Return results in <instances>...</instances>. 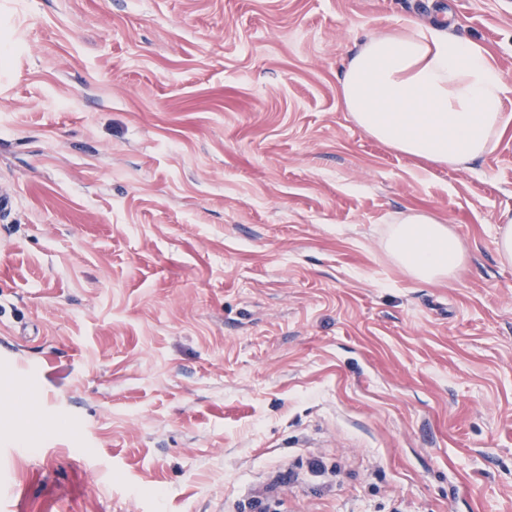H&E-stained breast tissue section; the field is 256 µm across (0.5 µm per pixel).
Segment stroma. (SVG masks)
Masks as SVG:
<instances>
[{"mask_svg":"<svg viewBox=\"0 0 512 512\" xmlns=\"http://www.w3.org/2000/svg\"><path fill=\"white\" fill-rule=\"evenodd\" d=\"M450 20L512 82V0H0V512H512V126L439 166L340 93ZM384 248L396 264L421 283L451 280L466 257L461 240L449 225L411 212L389 225ZM500 221L496 252L500 262L512 264V215L504 213Z\"/></svg>","mask_w":512,"mask_h":512,"instance_id":"35a3bbf8","label":"stroma"}]
</instances>
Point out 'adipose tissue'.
<instances>
[{"label": "adipose tissue", "instance_id": "ef3b65f1", "mask_svg": "<svg viewBox=\"0 0 512 512\" xmlns=\"http://www.w3.org/2000/svg\"><path fill=\"white\" fill-rule=\"evenodd\" d=\"M340 92L365 132L409 156L458 167L480 160L512 125V85L485 48L449 29L392 26L369 34L345 64ZM384 248L414 280L455 277L466 253L449 225L405 213Z\"/></svg>", "mask_w": 512, "mask_h": 512}]
</instances>
